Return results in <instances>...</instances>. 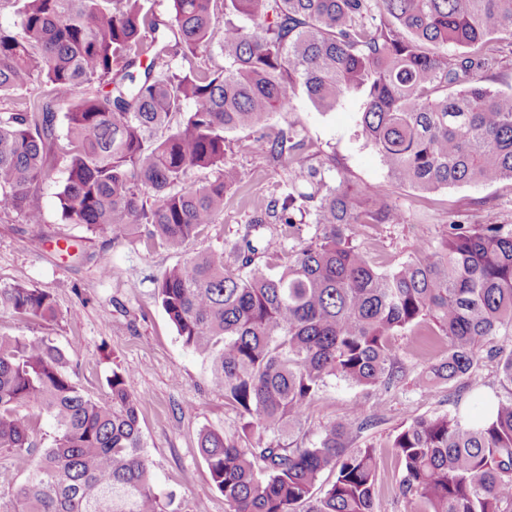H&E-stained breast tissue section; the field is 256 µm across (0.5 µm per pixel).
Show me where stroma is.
Segmentation results:
<instances>
[{
  "instance_id": "obj_1",
  "label": "stroma",
  "mask_w": 512,
  "mask_h": 512,
  "mask_svg": "<svg viewBox=\"0 0 512 512\" xmlns=\"http://www.w3.org/2000/svg\"><path fill=\"white\" fill-rule=\"evenodd\" d=\"M485 50L496 60L488 86L512 92V37H494ZM356 120V99L322 112L301 94L289 111L272 117L269 127L286 126L304 137L312 160L334 158L333 178L345 179L358 194L379 184L386 187L390 202L404 215L403 222L365 224L356 227L354 235L355 244L374 266L396 267L411 257L418 243L440 249L452 223L512 225L511 181L434 193L394 182L379 156L357 137ZM227 140L225 162L243 172L246 182L231 188L223 216L180 254L159 244L146 246L137 234L116 238L63 221L58 194L67 172L61 161L36 193L42 223L0 215V283H23L46 291L57 309L56 319L48 322L0 313V336L50 338L65 353L73 382L96 400L109 396L107 379L113 365L129 371L130 389L139 400L144 452L165 512H226L198 439L208 429L236 435L241 418L225 404L223 393L211 386L209 362L183 345L156 298L155 283L182 254L218 250L235 239L249 218V198L278 193L285 178L259 146L255 132H232ZM447 352L441 338L424 349L412 337L398 338L396 359L407 372L398 387L369 392L332 379L309 411L306 428L314 441L322 424L346 418L353 401L365 403L372 424L353 435L351 445L375 448L379 457L378 512H422L417 499L398 491L401 464L392 440L399 430L433 413L479 421L503 392L496 363L488 358L482 360L476 376L426 391L415 386L416 373ZM30 473V466L0 451V512H16L17 493Z\"/></svg>"
}]
</instances>
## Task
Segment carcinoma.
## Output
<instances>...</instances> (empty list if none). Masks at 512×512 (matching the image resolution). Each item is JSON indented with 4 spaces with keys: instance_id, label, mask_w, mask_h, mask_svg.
<instances>
[{
    "instance_id": "obj_1",
    "label": "carcinoma",
    "mask_w": 512,
    "mask_h": 512,
    "mask_svg": "<svg viewBox=\"0 0 512 512\" xmlns=\"http://www.w3.org/2000/svg\"><path fill=\"white\" fill-rule=\"evenodd\" d=\"M146 2L0 0L21 19L19 33L0 28V212L41 223L35 192L61 159L65 221L115 237L144 224L179 251L245 183L224 168L226 134L264 130L301 92L323 111L356 97L361 138L419 191L512 181V93L485 84L494 61L484 50L512 36V0H169L163 15ZM215 47L222 66L211 64ZM32 86L36 96L14 99ZM306 149L287 128L266 141L290 173ZM192 169L210 177L190 185ZM328 170L312 165L306 185L289 179L279 195L250 199L226 250L187 257L156 281L184 346L211 361V386L244 419L237 437L199 439L227 512H297L312 500L310 512H376L375 449L347 446L370 425L364 405L307 442L304 419L327 379L389 390L405 377L395 339L443 336L448 355L416 377L426 390L472 375L481 343L512 335V229L450 224L442 252L418 244L380 270L354 228L400 224L402 213L383 186L363 207ZM311 208L316 239L280 271L255 266L260 239L293 233V215ZM0 311L56 318L50 294L18 283L0 284ZM490 358L504 394L483 422L431 415L393 438L398 490L424 512H512V349ZM129 380L114 365L108 399L94 400L51 339L0 336V450L33 465L18 512H163ZM32 409L57 428L35 461ZM326 470L335 481L315 500Z\"/></svg>"
}]
</instances>
